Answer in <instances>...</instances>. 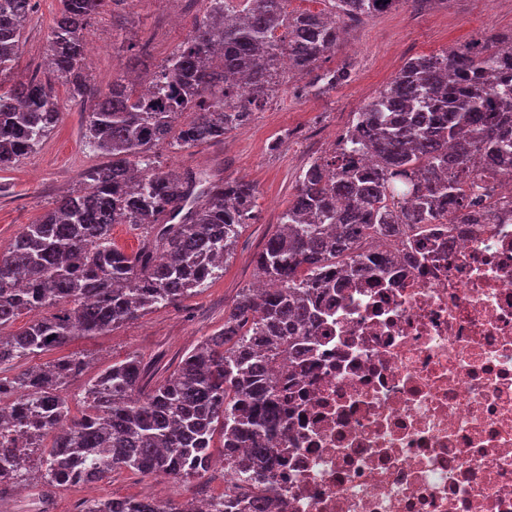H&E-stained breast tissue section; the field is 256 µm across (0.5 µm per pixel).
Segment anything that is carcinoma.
<instances>
[{"label": "carcinoma", "instance_id": "carcinoma-1", "mask_svg": "<svg viewBox=\"0 0 512 512\" xmlns=\"http://www.w3.org/2000/svg\"><path fill=\"white\" fill-rule=\"evenodd\" d=\"M401 0H330L332 16L290 12L284 0H210L179 49L152 78L153 96L123 73L102 93L85 73V31L110 0H61L49 33V67L71 97L93 100L89 144L110 158L87 174L88 188L66 195L26 225L0 254V367L93 336L160 305L176 304L224 272L225 255L253 217L256 187L193 169H163L150 152L171 138L194 146L242 127L274 91L288 56L320 96L348 81L351 65L324 69L339 22L384 12ZM35 0H0V73L20 48ZM184 112L195 113L179 125ZM58 99L32 78L0 92V166L31 152L56 126ZM375 163L366 166L362 157ZM512 167V54L492 39L409 60L355 114L333 160L314 161L298 179L278 231L257 259L265 290L248 291L224 315V328L182 358L154 388L141 385L137 356L112 364L83 389L84 413L69 417L61 391L87 368L69 355L0 375V492L33 479L56 487L115 471L178 482L211 469L215 439L224 459L258 490L243 501L211 498L216 512H272L263 490L275 478L269 447L284 426L268 372L283 355L307 363L331 289L379 271L370 238L390 241L401 226H429L451 209L464 224L476 206L475 158ZM344 207L336 208V202ZM114 224L152 232L135 253L112 242ZM46 310L13 333L24 313ZM79 512H199L194 502L91 498Z\"/></svg>", "mask_w": 512, "mask_h": 512}]
</instances>
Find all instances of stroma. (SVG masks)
<instances>
[{
  "label": "stroma",
  "instance_id": "1",
  "mask_svg": "<svg viewBox=\"0 0 512 512\" xmlns=\"http://www.w3.org/2000/svg\"><path fill=\"white\" fill-rule=\"evenodd\" d=\"M208 0H135L96 16L87 38L98 48L86 61V72L98 86L112 73L146 75L158 71L203 18ZM61 8L60 0H36L22 32V46L10 70L0 73V88L37 77L52 81L62 106L56 127L29 154L0 170V253H7L23 227L35 223L68 194L86 189V174L105 163V156L86 144L89 103L73 100L67 85L53 81L47 68L48 33ZM482 35L512 36V0H440L422 12L399 5L349 25L343 41L324 60L327 68L352 63L350 79L336 91L304 95L297 77L282 80L263 107L243 127L220 141L181 150L172 141L154 147V161L165 169L194 168L229 180L243 178L256 189L255 217L242 229L224 262V272L207 281L197 294L153 309L95 336H78L64 347L15 361L18 372L66 355L84 357L89 366L63 389L72 416H79L84 386L112 363L140 355L150 366V383L169 375L181 358L205 336L224 326V314L243 289L258 279L256 260L265 241L278 228L292 200L300 174L319 158L331 157L336 140L355 112L369 102L410 59L462 47ZM146 47L143 59L127 51V43ZM224 491V473L209 471L187 485L161 476L130 472L112 474L99 485L102 497L159 500L206 499ZM87 497L84 487H52L33 481L24 490L0 492V512H78Z\"/></svg>",
  "mask_w": 512,
  "mask_h": 512
}]
</instances>
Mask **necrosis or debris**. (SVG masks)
<instances>
[{"mask_svg": "<svg viewBox=\"0 0 512 512\" xmlns=\"http://www.w3.org/2000/svg\"><path fill=\"white\" fill-rule=\"evenodd\" d=\"M479 217L374 252L332 296L313 369L283 385L281 512H512V170L479 177Z\"/></svg>", "mask_w": 512, "mask_h": 512, "instance_id": "1", "label": "necrosis or debris"}]
</instances>
